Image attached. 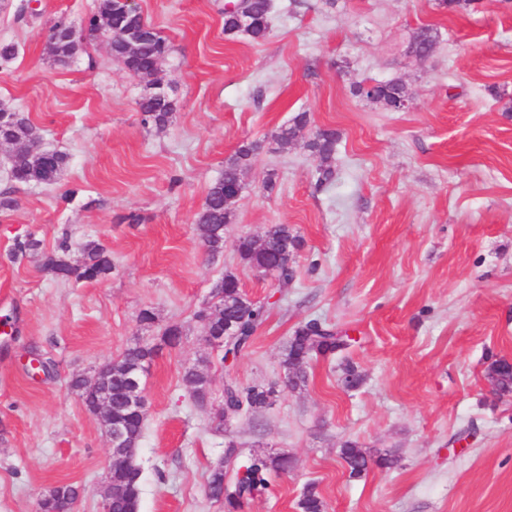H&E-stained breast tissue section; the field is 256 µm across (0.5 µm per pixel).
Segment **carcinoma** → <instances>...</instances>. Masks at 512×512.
Returning <instances> with one entry per match:
<instances>
[{
  "instance_id": "1",
  "label": "carcinoma",
  "mask_w": 512,
  "mask_h": 512,
  "mask_svg": "<svg viewBox=\"0 0 512 512\" xmlns=\"http://www.w3.org/2000/svg\"><path fill=\"white\" fill-rule=\"evenodd\" d=\"M271 0H250L248 9L253 13L252 23L246 31H241L238 17L234 14L224 15V35L235 38L245 34L254 41L267 38L270 33L269 15ZM110 29L114 37L110 46L112 56L129 71L142 76L154 74L167 56L169 47L160 33L145 20L143 15H127L119 0H98L96 12L89 22V38L99 29ZM72 27L64 17L57 18L50 27L48 51L59 65H65L83 49L84 41L71 37ZM437 42V33L433 28H420L410 45V50L418 57H427ZM352 94L365 98L386 109H392L393 103L409 99L405 81L401 78L372 84L366 89L359 82L353 85ZM138 107L142 121L159 131L164 130L174 111L173 100L163 88L151 84L139 99ZM311 123L306 112L297 113L287 125L279 127L274 138L281 145H287L303 139L304 131ZM339 135L333 129H317L304 147L318 157L319 166L315 171L316 185L332 181L335 175L333 166L336 143ZM0 141L15 146L11 157V178L19 183L34 180L43 184H52L60 176L66 165V157L48 149H41L38 144L41 137L38 128L21 113L8 107L0 106ZM261 149L257 142L242 144L233 155L224 161V175L216 181L207 193L201 211L197 215V231L207 250L218 253L224 249V228L231 223L233 213L230 203L226 201V189L243 188V175L252 165V161ZM301 248V239L286 224H274L263 235L255 239L242 236L236 241V250L240 258L253 266L264 277L271 276L280 282L293 277V264ZM41 268L44 272L58 279L75 277L85 281H97L112 272V260L105 249L90 244L84 249V260L80 265H73L63 256L55 253L41 254ZM213 304L201 308L196 317L204 322L207 333L211 336H223L228 327L235 328L236 341L231 346L221 348V361L237 359L250 345L257 329L265 320L264 305L250 300L243 293L237 277L226 272L216 280L211 289ZM352 338L345 332L311 320L298 328L288 340L285 350L287 383L296 386L304 376L296 368L314 356H326L346 350ZM156 344L151 342L136 343L119 357L112 373L98 378V386L112 393V422L126 432L131 447L139 445L143 434L144 420L131 413L127 407L128 379L131 375L144 377L146 366L153 359ZM186 384L193 388L198 401L205 398L209 380L206 375L195 368L185 371ZM487 379L492 383L493 391L499 395L512 394V363L499 359L491 363ZM224 402L220 407V420L233 418L252 409L270 404L275 390L272 387L240 388L229 381L224 388ZM231 415H226V412ZM341 458L350 470V475L359 477L369 467V456L357 445L348 442L343 445ZM372 462L382 469L394 467L396 459L389 453H381ZM288 456L254 454L245 464V474L232 479L226 478L223 471H213L207 478L208 497L222 499L224 506L232 512L241 504L260 494L268 486V475L273 471L288 470ZM140 492H129L112 500V512H138ZM299 507L302 512H323L324 504L315 488L304 490Z\"/></svg>"
}]
</instances>
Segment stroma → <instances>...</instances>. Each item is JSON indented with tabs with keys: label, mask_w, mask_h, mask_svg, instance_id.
I'll list each match as a JSON object with an SVG mask.
<instances>
[{
	"label": "stroma",
	"mask_w": 512,
	"mask_h": 512,
	"mask_svg": "<svg viewBox=\"0 0 512 512\" xmlns=\"http://www.w3.org/2000/svg\"><path fill=\"white\" fill-rule=\"evenodd\" d=\"M96 3L0 0V43L16 47L0 61V104L68 157L55 183L23 184L0 146V193L15 202L0 211V512H36L61 484L80 487L77 512H102L108 442L70 382L171 324L185 336L146 378L139 512H227L205 494L209 469L234 476L253 453L287 454L290 468L237 512H300L310 484L325 512H512V394L495 395L486 376L493 361H512V0L465 11L439 0H273L260 42L225 36L224 0H138L169 45L157 77L175 108L161 131L142 123L146 80L112 57L108 38L64 66L49 55L54 20L83 30ZM424 26L438 40L421 59L406 47ZM398 76L406 110L350 92ZM304 111L339 134L331 185L316 186L319 160L302 143L274 140ZM246 141L262 148L212 254L196 215ZM273 224L302 240L282 284L235 248ZM30 236L46 252L67 246L74 263L97 242L112 273L54 279L16 253ZM227 271L267 308L228 367L195 318ZM311 320L354 342L306 361L292 388L284 350ZM348 364L361 376L353 389L341 383ZM190 367L208 377V405L183 380ZM229 378L274 387L273 405L218 422ZM348 441L390 452L396 467L351 477Z\"/></svg>",
	"instance_id": "stroma-1"
}]
</instances>
